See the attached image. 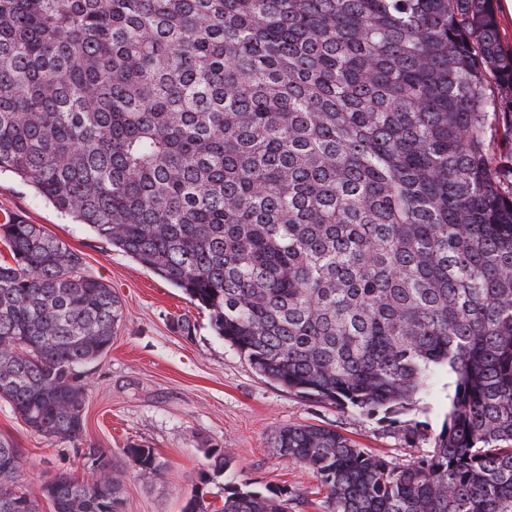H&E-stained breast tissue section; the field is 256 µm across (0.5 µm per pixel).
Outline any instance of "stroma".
Here are the masks:
<instances>
[{
	"label": "stroma",
	"instance_id": "1",
	"mask_svg": "<svg viewBox=\"0 0 512 512\" xmlns=\"http://www.w3.org/2000/svg\"><path fill=\"white\" fill-rule=\"evenodd\" d=\"M18 215L40 225L77 253L85 272L107 282L121 300L125 321L107 354L86 380V425L79 440L29 432L0 401V437L22 450L19 482L39 496L43 482L66 474L90 478L102 451L125 472L129 512H182L202 493L221 506L228 483L282 492L288 512H324L325 493L300 465L281 459L271 441L288 425L334 429L359 447L399 463L429 454L448 402L449 377L437 374L416 409L390 423L351 408L304 400L258 375L212 329L208 312L122 252L112 250L87 225L61 215L30 186L0 174V221ZM189 320L184 335L175 323ZM135 442L154 448L165 464L144 485L123 450ZM226 448L229 469L217 473L209 454Z\"/></svg>",
	"mask_w": 512,
	"mask_h": 512
}]
</instances>
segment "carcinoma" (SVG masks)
Wrapping results in <instances>:
<instances>
[{
    "label": "carcinoma",
    "mask_w": 512,
    "mask_h": 512,
    "mask_svg": "<svg viewBox=\"0 0 512 512\" xmlns=\"http://www.w3.org/2000/svg\"><path fill=\"white\" fill-rule=\"evenodd\" d=\"M512 50L493 0H0V173L208 310L260 376L394 414L441 372L433 450L334 429L273 448L325 512H512ZM0 401L75 441L124 310L38 224H0ZM138 478L164 469L129 443ZM0 439V512H40ZM48 478L53 512H128L122 470ZM234 487L217 509L288 512Z\"/></svg>",
    "instance_id": "1"
}]
</instances>
